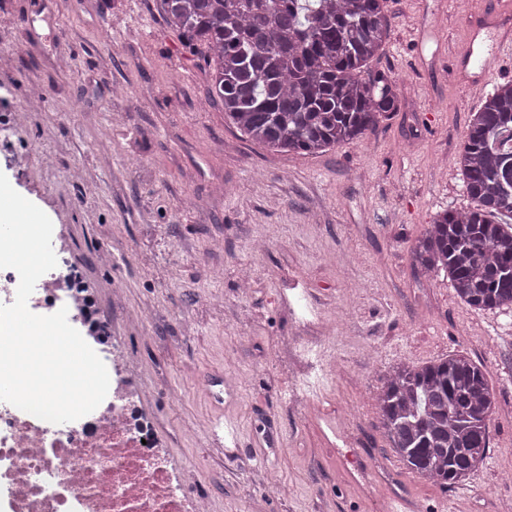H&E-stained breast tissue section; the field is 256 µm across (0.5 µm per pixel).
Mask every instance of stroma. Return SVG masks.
Instances as JSON below:
<instances>
[{
  "label": "stroma",
  "mask_w": 512,
  "mask_h": 512,
  "mask_svg": "<svg viewBox=\"0 0 512 512\" xmlns=\"http://www.w3.org/2000/svg\"><path fill=\"white\" fill-rule=\"evenodd\" d=\"M483 2L387 0L392 34L369 68L396 80L399 112L362 141L308 155L270 151L225 121L155 0H0V46L14 47L0 53V173L94 283L159 439L212 512L512 503V312L470 308L409 255L438 212L468 204L454 164L480 107L468 81L512 80V46L487 76L448 66ZM34 82L44 101L12 128L4 114ZM73 166L81 180L69 179ZM104 250L112 264L99 263ZM117 288L125 307L112 305ZM302 290L315 308L306 325L290 307ZM456 353L487 368L495 410L486 463L444 490L397 461L375 397L393 365ZM231 373L235 393H209ZM331 422L352 427L353 446L326 436ZM354 464L369 486L347 483ZM271 467L276 495L265 491Z\"/></svg>",
  "instance_id": "obj_1"
}]
</instances>
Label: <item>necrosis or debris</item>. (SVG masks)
Returning <instances> with one entry per match:
<instances>
[{"label":"necrosis or debris","mask_w":512,"mask_h":512,"mask_svg":"<svg viewBox=\"0 0 512 512\" xmlns=\"http://www.w3.org/2000/svg\"><path fill=\"white\" fill-rule=\"evenodd\" d=\"M78 277L65 261L37 282L31 302L51 308ZM111 387L90 414L53 424L0 405V489L11 512H210L206 495L187 494L175 464L155 445L135 397L139 378L108 354Z\"/></svg>","instance_id":"4bbe7bcc"}]
</instances>
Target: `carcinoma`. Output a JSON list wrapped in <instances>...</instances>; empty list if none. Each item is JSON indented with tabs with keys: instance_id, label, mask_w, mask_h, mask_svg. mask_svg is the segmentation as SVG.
<instances>
[{
	"instance_id": "cac0c4a2",
	"label": "carcinoma",
	"mask_w": 512,
	"mask_h": 512,
	"mask_svg": "<svg viewBox=\"0 0 512 512\" xmlns=\"http://www.w3.org/2000/svg\"><path fill=\"white\" fill-rule=\"evenodd\" d=\"M188 47L204 49L212 102L250 140L323 153L399 111L397 82L368 70L390 38L386 0H156ZM456 164L470 206L446 211L410 250L414 269L450 276L456 297L512 310V81L484 97ZM384 436L410 474L444 490L489 453L487 369L464 354L401 362L376 397Z\"/></svg>"
}]
</instances>
